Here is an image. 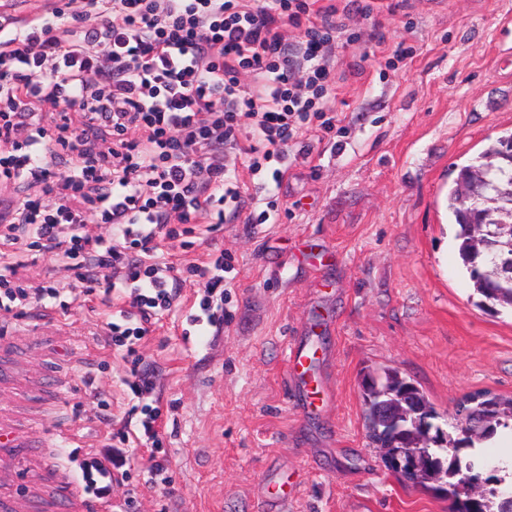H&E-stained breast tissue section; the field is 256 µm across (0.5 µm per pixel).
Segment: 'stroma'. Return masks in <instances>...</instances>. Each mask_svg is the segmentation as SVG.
<instances>
[{
	"mask_svg": "<svg viewBox=\"0 0 512 512\" xmlns=\"http://www.w3.org/2000/svg\"><path fill=\"white\" fill-rule=\"evenodd\" d=\"M360 41L338 38L331 107L341 143L288 150L277 223H224L208 245L233 258L231 318L221 334L183 340L203 292L183 284L181 307L141 343L163 397V443L173 494L146 484L112 488L133 512H261L272 469L295 495L286 512H447V500L405 488L363 426L362 383L394 368L452 421L465 395H512V312L480 308L452 238L446 196L453 166L512 128V0H405L386 17L387 45L416 54L392 71ZM88 307L0 327V512H56L77 475L58 436L103 440L131 407L128 366L111 355ZM311 342L325 396L298 409L287 383L293 338ZM110 411H102L100 401Z\"/></svg>",
	"mask_w": 512,
	"mask_h": 512,
	"instance_id": "obj_1",
	"label": "stroma"
}]
</instances>
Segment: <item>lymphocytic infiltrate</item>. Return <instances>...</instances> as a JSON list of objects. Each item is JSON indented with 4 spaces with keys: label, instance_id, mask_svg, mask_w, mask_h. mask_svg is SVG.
Returning a JSON list of instances; mask_svg holds the SVG:
<instances>
[{
    "label": "lymphocytic infiltrate",
    "instance_id": "lymphocytic-infiltrate-1",
    "mask_svg": "<svg viewBox=\"0 0 512 512\" xmlns=\"http://www.w3.org/2000/svg\"><path fill=\"white\" fill-rule=\"evenodd\" d=\"M398 7L397 0H42L20 18L0 5V183L18 189L0 215V323L34 308L65 313L79 296H93L106 344L131 365L125 384L134 405L78 463L77 489L88 502L129 482L140 453L148 484H171L161 388L139 347L175 313L186 279L204 288L188 318L194 335L230 317L231 257L213 250L183 267L158 256L160 242L188 248L203 225L228 217L276 223L277 201L262 193L285 179L289 144L309 155L313 140L339 130L330 105L333 58L338 37H360L347 24L350 13L371 20L373 56L392 69L415 53L385 45L381 19ZM242 166L258 183L240 180ZM89 224L111 225V238L89 237ZM27 252L75 270L74 281H19L12 258Z\"/></svg>",
    "mask_w": 512,
    "mask_h": 512
}]
</instances>
